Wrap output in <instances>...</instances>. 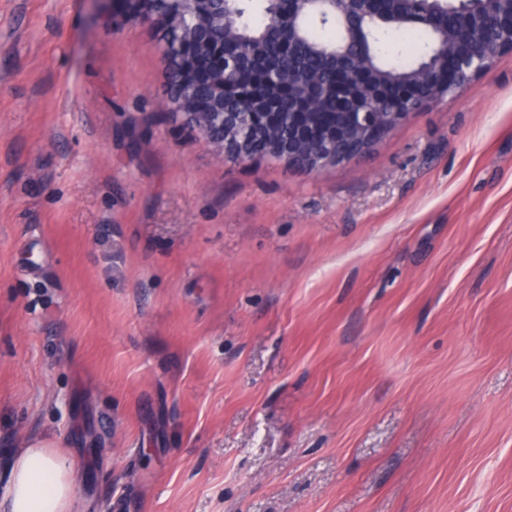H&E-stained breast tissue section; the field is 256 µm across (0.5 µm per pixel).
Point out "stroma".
<instances>
[{
	"instance_id": "1",
	"label": "stroma",
	"mask_w": 512,
	"mask_h": 512,
	"mask_svg": "<svg viewBox=\"0 0 512 512\" xmlns=\"http://www.w3.org/2000/svg\"><path fill=\"white\" fill-rule=\"evenodd\" d=\"M160 24L0 0V495L512 512V53L320 172L168 114ZM64 454L26 448L9 464L1 512H70L75 488Z\"/></svg>"
}]
</instances>
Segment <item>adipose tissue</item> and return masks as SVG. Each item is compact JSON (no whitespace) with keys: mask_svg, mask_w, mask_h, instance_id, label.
Listing matches in <instances>:
<instances>
[{"mask_svg":"<svg viewBox=\"0 0 512 512\" xmlns=\"http://www.w3.org/2000/svg\"><path fill=\"white\" fill-rule=\"evenodd\" d=\"M74 497L67 456L38 445L10 462L0 512H69Z\"/></svg>","mask_w":512,"mask_h":512,"instance_id":"ef3b65f1","label":"adipose tissue"}]
</instances>
